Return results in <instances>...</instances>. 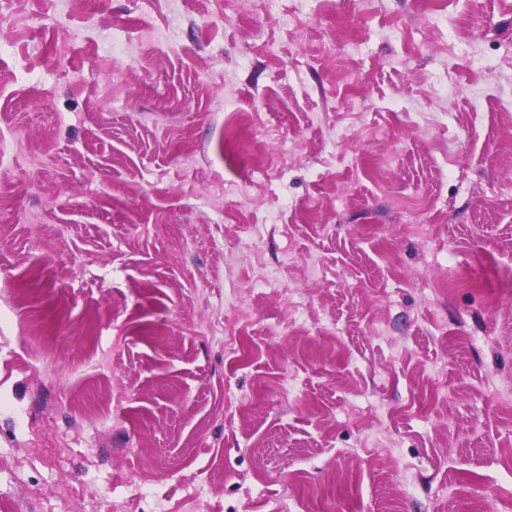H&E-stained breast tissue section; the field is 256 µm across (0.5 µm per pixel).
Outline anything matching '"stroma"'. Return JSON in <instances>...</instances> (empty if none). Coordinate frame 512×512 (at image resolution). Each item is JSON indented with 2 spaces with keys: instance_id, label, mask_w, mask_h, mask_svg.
<instances>
[{
  "instance_id": "1",
  "label": "stroma",
  "mask_w": 512,
  "mask_h": 512,
  "mask_svg": "<svg viewBox=\"0 0 512 512\" xmlns=\"http://www.w3.org/2000/svg\"><path fill=\"white\" fill-rule=\"evenodd\" d=\"M0 44V512H512V0Z\"/></svg>"
}]
</instances>
